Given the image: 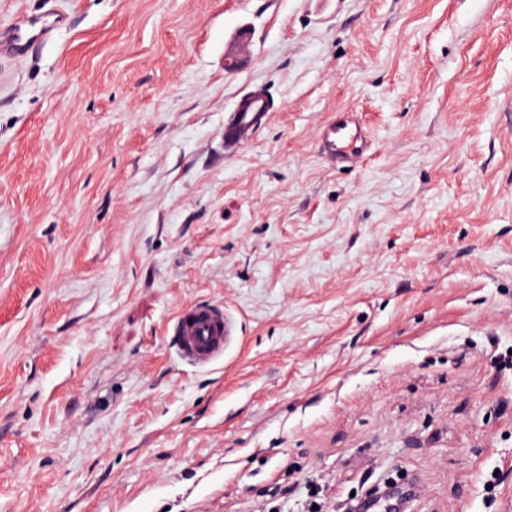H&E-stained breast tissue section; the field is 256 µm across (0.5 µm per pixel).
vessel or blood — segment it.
Masks as SVG:
<instances>
[{
    "mask_svg": "<svg viewBox=\"0 0 512 512\" xmlns=\"http://www.w3.org/2000/svg\"><path fill=\"white\" fill-rule=\"evenodd\" d=\"M59 22L52 14L26 17L0 29V54L17 56L48 43ZM269 114L268 99L254 89L238 101L235 112L224 123V150L241 151ZM319 150L327 164L339 170L356 169L370 157L374 139L359 112H334L318 128ZM169 330L179 358L193 367H204L223 360L237 343L240 327L222 305L193 303L179 308Z\"/></svg>",
    "mask_w": 512,
    "mask_h": 512,
    "instance_id": "obj_1",
    "label": "vessel or blood"
}]
</instances>
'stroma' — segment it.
I'll list each match as a JSON object with an SVG mask.
<instances>
[{
	"label": "stroma",
	"mask_w": 512,
	"mask_h": 512,
	"mask_svg": "<svg viewBox=\"0 0 512 512\" xmlns=\"http://www.w3.org/2000/svg\"><path fill=\"white\" fill-rule=\"evenodd\" d=\"M0 512L512 500V0H0ZM272 112L224 152L249 90ZM361 112L373 156L324 164ZM191 302L242 338L186 366ZM49 11L38 17L23 18L17 23L1 28L0 54L5 52L17 56L26 55L48 43L61 22L57 20L58 17L53 18L54 14ZM317 140L323 159L338 170L363 166L374 145L370 127L352 109L334 112L319 126ZM389 506L395 510L393 512H407L410 511L413 494L410 489L399 487H389L379 499H363L360 500L355 508V512H376L372 511L381 501H391Z\"/></svg>",
	"instance_id": "35a3bbf8"
}]
</instances>
